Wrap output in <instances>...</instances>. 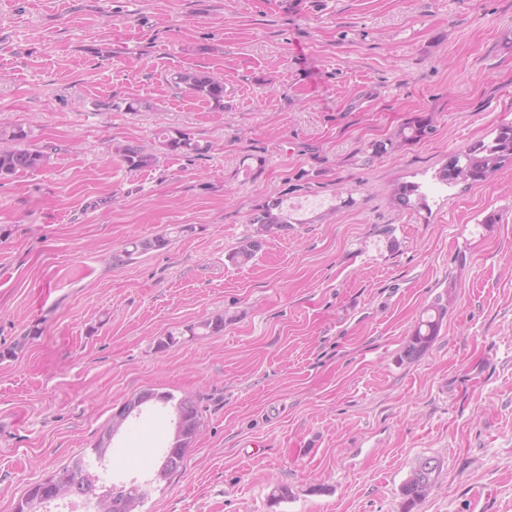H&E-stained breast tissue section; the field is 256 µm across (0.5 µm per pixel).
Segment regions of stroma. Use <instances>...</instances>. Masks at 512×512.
<instances>
[{"instance_id":"1","label":"stroma","mask_w":512,"mask_h":512,"mask_svg":"<svg viewBox=\"0 0 512 512\" xmlns=\"http://www.w3.org/2000/svg\"><path fill=\"white\" fill-rule=\"evenodd\" d=\"M185 69L223 77V105L175 84ZM417 118L433 133L368 157ZM510 124L512 0H0V126L52 157L0 180V512L145 388L193 395L201 429L141 512H401L426 458L413 512H512V165L433 180ZM128 143L156 162L128 168ZM403 183L425 204L395 205ZM271 198L295 224L234 264ZM216 314L222 333L186 335ZM173 419L119 433L114 476H143ZM171 242V238L167 235L155 236L152 239H143L131 242L129 247L132 249L125 248L119 253L112 256L114 262H125L129 261L136 254H142L150 250H159L167 247ZM448 297H438L428 309L426 319H421L412 335L403 346L401 359L413 361L420 357L439 334L444 318L448 314ZM439 470L440 463L434 458H426L418 464L402 487L403 512H411L413 506L429 494Z\"/></svg>"}]
</instances>
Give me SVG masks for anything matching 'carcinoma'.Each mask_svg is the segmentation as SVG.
Listing matches in <instances>:
<instances>
[{
    "label": "carcinoma",
    "instance_id": "cac0c4a2",
    "mask_svg": "<svg viewBox=\"0 0 512 512\" xmlns=\"http://www.w3.org/2000/svg\"><path fill=\"white\" fill-rule=\"evenodd\" d=\"M174 80L205 101L217 105L224 101V81L218 77L194 70L178 72ZM432 131L431 124L419 118L409 122L407 129L400 130L399 137L413 142L427 137ZM27 139L28 132L20 126L0 127V179L50 165V155L25 145ZM160 146L169 153H186L196 149L189 134L182 132L174 136L164 135ZM119 152L132 169L149 167L155 160V155L145 146H125ZM508 162H512V125L501 127L490 144L476 142L452 154L447 164L438 172V179L447 186L467 181L484 182ZM250 224L264 226L268 234L287 228L290 221L284 210L283 200L270 199L258 206ZM170 242L171 238L167 235L137 240L130 243V247L112 255V261H129L136 254L163 249ZM262 243L263 239L257 234L246 237L240 248L232 253L231 260L240 264L248 262L260 250ZM447 314L448 301L437 298L428 309L427 317L418 323L403 346L401 359L413 361L420 357L438 336ZM223 331L224 316L221 314L188 328L192 337L212 336ZM149 394L153 403L172 404L176 416L173 440L153 470L154 475L164 472L169 480L186 467L188 451L199 433L201 414L196 400L191 396L184 395L177 399L170 392L153 390ZM115 436L113 427H108L92 448V456H79L45 479L29 485L15 512H45L47 504L61 499L80 498L91 504L99 496L111 502L110 512H122V503L138 493L142 486L113 482L108 454ZM439 470L440 463L434 462L432 458H426L418 464L402 487L403 512H412L413 506L429 494L435 474Z\"/></svg>",
    "mask_w": 512,
    "mask_h": 512
}]
</instances>
